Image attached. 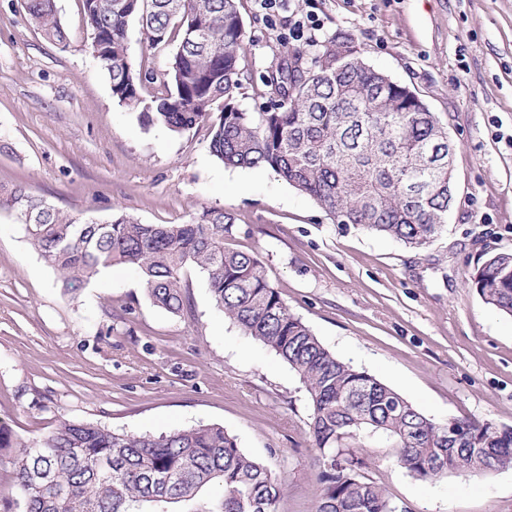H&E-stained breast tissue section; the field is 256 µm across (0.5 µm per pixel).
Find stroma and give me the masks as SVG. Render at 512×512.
<instances>
[{"instance_id":"stroma-1","label":"stroma","mask_w":512,"mask_h":512,"mask_svg":"<svg viewBox=\"0 0 512 512\" xmlns=\"http://www.w3.org/2000/svg\"><path fill=\"white\" fill-rule=\"evenodd\" d=\"M56 7L64 47L30 22L25 0H0V188L20 183L77 217L125 212L145 224L224 209L235 218L225 247L254 255L337 358L435 421L512 426V316L470 284L489 256L512 253V0H286L272 17L258 0H239L242 109L267 101L289 50L313 56L345 30L446 126L455 201L443 232L419 250L336 223L271 170L225 166L210 152L208 124L181 134L143 125L90 51L81 0ZM297 11L319 23L311 39L289 40ZM127 45L135 67L156 75L142 98L164 94L171 47L149 48L134 18ZM190 277L189 318L153 306L123 267L72 296L19 211H0V420L24 441L62 420L129 434L218 424L276 476L278 512H315L323 466L305 387L214 306L202 273ZM89 306L100 314L95 330L83 319ZM362 456L400 512H512V468L421 481L381 437Z\"/></svg>"}]
</instances>
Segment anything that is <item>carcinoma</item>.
<instances>
[{
  "label": "carcinoma",
  "mask_w": 512,
  "mask_h": 512,
  "mask_svg": "<svg viewBox=\"0 0 512 512\" xmlns=\"http://www.w3.org/2000/svg\"><path fill=\"white\" fill-rule=\"evenodd\" d=\"M85 27L101 36L113 96L146 126L182 133L212 129L211 153L233 167L267 168L312 197L339 224H353L413 249L443 230L454 202L452 144L436 113L407 86L361 57L342 30L321 42L305 69L297 49L269 81L257 112L240 108L245 30L238 0H81ZM29 19L56 44L68 34L55 0H25ZM141 22L152 47L175 44L171 88L149 103L154 79L135 68L127 25ZM19 210L44 261L73 292L101 270L129 266L153 305L191 312L190 269L204 273L216 308L273 350L309 394V425L323 465L315 512H388L390 499L360 474L359 449L384 435L412 477L482 475L512 468V428L469 418L433 421L364 370L332 354L267 280L253 255L224 247L235 218L207 209L182 224H143L127 214L83 220L32 198L24 185L0 191V210ZM471 285L512 314V253L488 257ZM17 448L15 482L25 512H145L183 503L188 512H278L272 472L218 425L154 434L115 432L63 420L47 436L19 442L0 421V450ZM218 485L215 496L202 493Z\"/></svg>",
  "instance_id": "1"
}]
</instances>
